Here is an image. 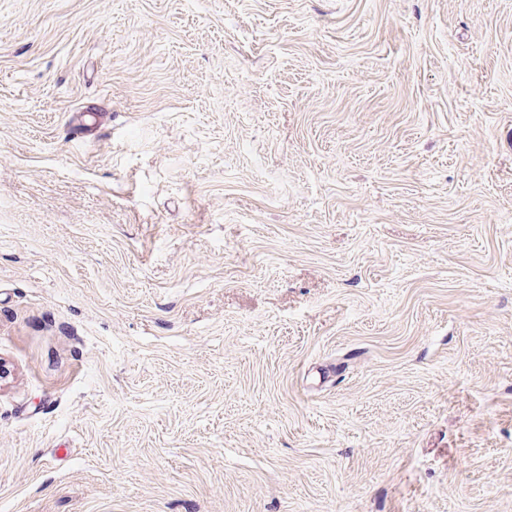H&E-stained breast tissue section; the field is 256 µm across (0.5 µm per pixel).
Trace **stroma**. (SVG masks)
Wrapping results in <instances>:
<instances>
[{"mask_svg": "<svg viewBox=\"0 0 512 512\" xmlns=\"http://www.w3.org/2000/svg\"><path fill=\"white\" fill-rule=\"evenodd\" d=\"M0 512H512V0H0Z\"/></svg>", "mask_w": 512, "mask_h": 512, "instance_id": "stroma-1", "label": "stroma"}]
</instances>
